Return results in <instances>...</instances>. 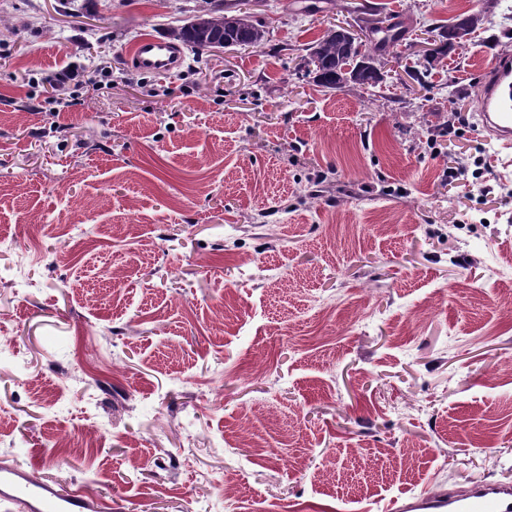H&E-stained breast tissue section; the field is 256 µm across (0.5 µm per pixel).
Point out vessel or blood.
Here are the masks:
<instances>
[{
	"mask_svg": "<svg viewBox=\"0 0 512 512\" xmlns=\"http://www.w3.org/2000/svg\"><path fill=\"white\" fill-rule=\"evenodd\" d=\"M184 54L173 43L141 38L134 62L140 70L169 74L179 69ZM478 120L503 147H512V56L496 55L486 69L479 98ZM13 504L18 512H112L108 498H90L63 489L17 465L0 464V502ZM388 512H512V484L488 482L476 485L463 496L450 491L423 492L392 500Z\"/></svg>",
	"mask_w": 512,
	"mask_h": 512,
	"instance_id": "1",
	"label": "vessel or blood"
}]
</instances>
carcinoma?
<instances>
[{
  "instance_id": "carcinoma-1",
  "label": "carcinoma",
  "mask_w": 512,
  "mask_h": 512,
  "mask_svg": "<svg viewBox=\"0 0 512 512\" xmlns=\"http://www.w3.org/2000/svg\"><path fill=\"white\" fill-rule=\"evenodd\" d=\"M482 24V18L476 14L458 17L455 24L441 32L442 44L426 56L424 68H434L449 49L470 40ZM265 35L262 22L250 13L226 15L224 10L215 7L199 13L189 23L174 30L172 38L200 53L223 41L258 46ZM308 51L314 81L320 87L338 90L348 83L374 87L383 80L378 49L358 41L340 26L328 29L309 46Z\"/></svg>"
}]
</instances>
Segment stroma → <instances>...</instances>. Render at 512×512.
<instances>
[{
  "instance_id": "obj_1",
  "label": "stroma",
  "mask_w": 512,
  "mask_h": 512,
  "mask_svg": "<svg viewBox=\"0 0 512 512\" xmlns=\"http://www.w3.org/2000/svg\"><path fill=\"white\" fill-rule=\"evenodd\" d=\"M224 5L264 44L158 75L136 42L210 0H0V462L114 512L512 483V148L477 125L512 0ZM402 19L377 87L314 84L328 28ZM483 24V20L479 15L470 14L459 16L452 26L444 29L440 37L442 44L426 56L424 64L425 71H429L436 66L441 59L448 54V50L455 46H460L465 41H469L471 35L476 31L477 27Z\"/></svg>"
}]
</instances>
